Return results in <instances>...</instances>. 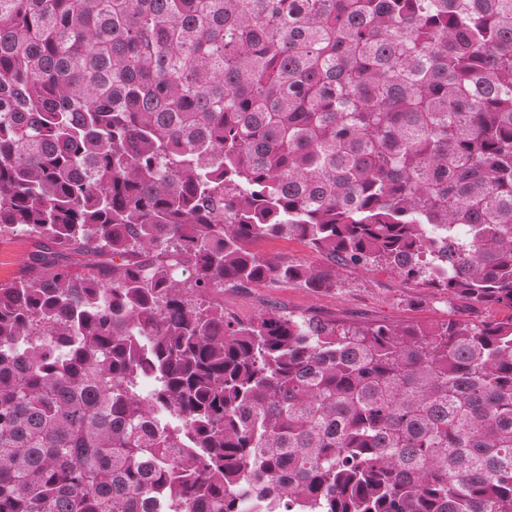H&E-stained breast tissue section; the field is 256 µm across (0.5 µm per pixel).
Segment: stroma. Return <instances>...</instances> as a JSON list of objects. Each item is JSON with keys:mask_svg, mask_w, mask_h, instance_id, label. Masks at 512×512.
<instances>
[{"mask_svg": "<svg viewBox=\"0 0 512 512\" xmlns=\"http://www.w3.org/2000/svg\"><path fill=\"white\" fill-rule=\"evenodd\" d=\"M254 248L277 262L313 267L327 263L324 256L295 238L271 237L258 241ZM223 299L228 316L242 322L253 320L269 308L292 316H317L353 325L479 324L512 317L510 308L478 306L449 297L446 291L406 278L384 264L346 266L340 269L335 288L327 291H312L293 282L248 285L225 289Z\"/></svg>", "mask_w": 512, "mask_h": 512, "instance_id": "stroma-1", "label": "stroma"}]
</instances>
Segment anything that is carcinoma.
Listing matches in <instances>:
<instances>
[{
    "label": "carcinoma",
    "mask_w": 512,
    "mask_h": 512,
    "mask_svg": "<svg viewBox=\"0 0 512 512\" xmlns=\"http://www.w3.org/2000/svg\"><path fill=\"white\" fill-rule=\"evenodd\" d=\"M17 233L0 512H512V318L214 298L385 263L512 309V0H0ZM255 250L276 262L323 267L328 261L319 253L311 250L299 239L287 236L271 237L254 244Z\"/></svg>",
    "instance_id": "1"
}]
</instances>
